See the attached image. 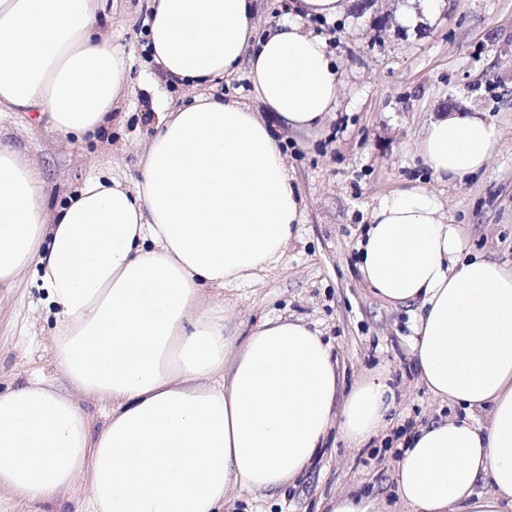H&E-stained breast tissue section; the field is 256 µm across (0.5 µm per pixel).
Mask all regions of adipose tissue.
Masks as SVG:
<instances>
[{"instance_id": "adipose-tissue-1", "label": "adipose tissue", "mask_w": 512, "mask_h": 512, "mask_svg": "<svg viewBox=\"0 0 512 512\" xmlns=\"http://www.w3.org/2000/svg\"><path fill=\"white\" fill-rule=\"evenodd\" d=\"M146 46L193 88L247 62L267 115L196 94L155 97L156 132L134 185L86 179L59 213L40 168L0 145V281L35 269L70 385L32 380L0 394V490L43 504L84 482L86 512H224L234 492H274L309 468L332 425L365 443L388 423L382 376L339 399L318 329L268 320L242 345L203 290L281 259L298 195L269 119L323 123L340 73L301 18L342 0H298L257 35L253 0H149ZM100 0H0V111L46 116L61 136L96 133L127 95L128 61L95 28ZM502 147L481 113L432 120L420 151L436 180L486 167ZM425 187L383 197L359 244L377 296L421 302L413 344L430 393L469 416L419 428L394 470L413 512H512V268L470 256L460 225ZM112 405L93 427L77 401ZM488 410V423L472 419ZM493 490L477 491L479 480Z\"/></svg>"}]
</instances>
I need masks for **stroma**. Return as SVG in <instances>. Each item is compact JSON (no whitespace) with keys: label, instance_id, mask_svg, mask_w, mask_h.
I'll list each match as a JSON object with an SVG mask.
<instances>
[{"label":"stroma","instance_id":"stroma-1","mask_svg":"<svg viewBox=\"0 0 512 512\" xmlns=\"http://www.w3.org/2000/svg\"><path fill=\"white\" fill-rule=\"evenodd\" d=\"M416 14L412 24L402 14ZM147 0H106L96 26L129 58V96L93 139L51 134L27 112H0V142L38 165L46 202L58 212L90 176L133 184L140 143L155 132L140 85L150 74L144 34ZM341 73L338 105L324 124L298 132L276 124L272 136L301 200V217L283 258L250 280L204 291L224 307L228 335L243 341L266 320L299 319L329 340L341 395L374 373L395 394L392 420L365 444L331 428L315 466L297 487L241 493L233 512H332L340 495L359 494L376 512L398 501L393 469L406 438L430 423L462 416L421 381L411 343L420 302L377 297L358 270V242L383 197L420 184L463 225L468 248L512 266V0H443L438 13L421 0H346L339 19H310ZM247 65L200 87V94L259 110ZM483 112L503 148L489 166L455 184L435 181L418 152L431 119ZM35 270L0 283V393L28 378L66 388L49 346L54 318Z\"/></svg>","mask_w":512,"mask_h":512}]
</instances>
